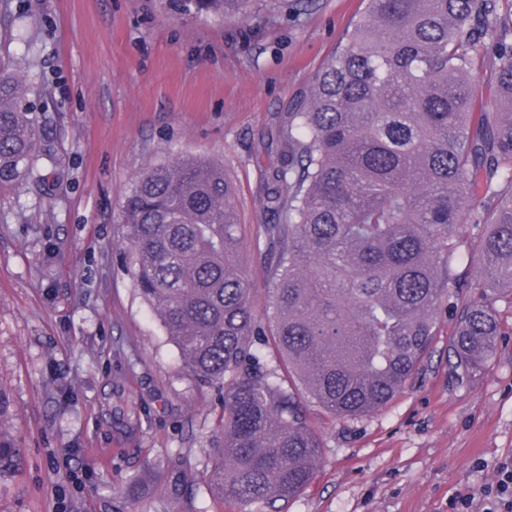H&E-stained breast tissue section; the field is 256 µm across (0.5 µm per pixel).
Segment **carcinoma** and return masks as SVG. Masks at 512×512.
Returning <instances> with one entry per match:
<instances>
[{
  "label": "carcinoma",
  "mask_w": 512,
  "mask_h": 512,
  "mask_svg": "<svg viewBox=\"0 0 512 512\" xmlns=\"http://www.w3.org/2000/svg\"><path fill=\"white\" fill-rule=\"evenodd\" d=\"M181 15L248 18L254 0H168ZM336 53L281 121L262 205L278 220L267 331L244 273L233 186L218 161L150 164L123 197L125 265L196 382L223 398L209 482L223 504L304 493L320 457L306 405L385 407L454 327V379L492 361L512 306V10L501 0H363ZM494 60L492 90L475 79ZM20 60L0 59V190L52 158ZM483 228L468 246L462 224ZM486 274L467 295L472 265ZM276 365L267 362V356ZM20 450L0 438V474Z\"/></svg>",
  "instance_id": "cac0c4a2"
}]
</instances>
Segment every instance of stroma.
Masks as SVG:
<instances>
[{"mask_svg":"<svg viewBox=\"0 0 512 512\" xmlns=\"http://www.w3.org/2000/svg\"><path fill=\"white\" fill-rule=\"evenodd\" d=\"M363 0H258L248 20L186 19L164 0H0V55L30 63L35 113L56 160L42 200L0 192V432L23 456L0 476V512H220L206 466L222 401L185 372L122 262V198L148 164L222 161L257 311L269 296L260 225L264 148L359 20ZM497 355L454 381L453 321L382 409L307 407L322 454L303 494L246 512H448L512 458V308ZM124 402L128 425L114 427ZM184 463L188 485L157 467ZM137 478L135 495L125 487Z\"/></svg>","mask_w":512,"mask_h":512,"instance_id":"stroma-1","label":"stroma"}]
</instances>
